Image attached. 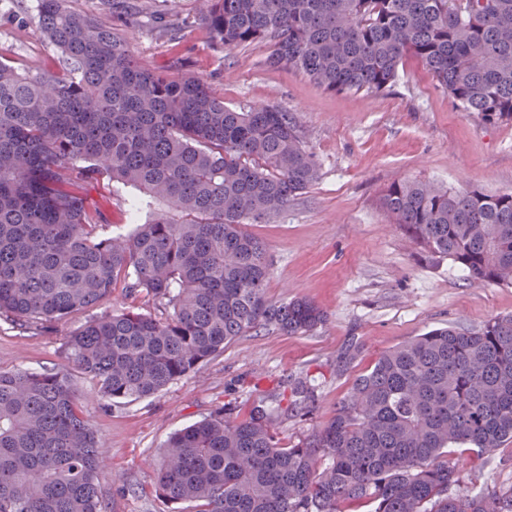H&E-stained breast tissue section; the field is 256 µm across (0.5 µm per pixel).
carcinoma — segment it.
Segmentation results:
<instances>
[{"instance_id": "1", "label": "carcinoma", "mask_w": 512, "mask_h": 512, "mask_svg": "<svg viewBox=\"0 0 512 512\" xmlns=\"http://www.w3.org/2000/svg\"><path fill=\"white\" fill-rule=\"evenodd\" d=\"M38 8L61 67L0 60V316L42 331L107 304L120 282L161 312L106 309L68 336L65 366L0 369V512H106L82 401L147 398L247 332L324 322L307 298H267L266 246L246 229L287 209L319 168L295 113L229 108L195 76L144 66L65 0ZM202 20L224 49L266 42V66L334 94L385 92L414 56L458 108L512 121V0H207ZM104 178L143 195L125 236L103 235L106 217L75 190ZM152 199L166 208L139 219ZM381 205L470 278L512 285V193L402 180ZM270 416L261 401L244 417L224 405L172 433L157 496L197 512H512V494L472 492L448 458L512 441V314L385 351L288 448Z\"/></svg>"}]
</instances>
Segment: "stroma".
<instances>
[{
	"label": "stroma",
	"mask_w": 512,
	"mask_h": 512,
	"mask_svg": "<svg viewBox=\"0 0 512 512\" xmlns=\"http://www.w3.org/2000/svg\"><path fill=\"white\" fill-rule=\"evenodd\" d=\"M125 40L150 69L203 79L233 109L273 105L296 113L304 144L319 167L316 183L268 224L249 225L267 247V295L305 297L326 314L313 332L287 336L245 333L198 370L143 399L88 400L83 414L102 439L107 470L100 479L108 512H189L154 491L155 466L168 436L230 404L247 414L253 402L273 407L283 446L311 435L334 415L354 379L392 347L431 329H479L512 313V285L468 279L394 224L379 198L393 182L417 179L446 189L512 192V124L490 125L460 110L416 57L381 95L333 94L301 71L272 69L265 43L226 50L202 20L203 0H66ZM60 56L45 39L37 0H0V60L22 72L57 69ZM88 202L107 217L106 234L130 229L134 188L84 184ZM82 312L36 334L0 320V368L40 371L64 361L68 335L91 319ZM359 354L347 370L338 357L349 344ZM313 399L301 408L296 389ZM452 458L463 480L512 489V442L490 455L460 447ZM123 476L119 492L113 476Z\"/></svg>",
	"instance_id": "obj_1"
}]
</instances>
